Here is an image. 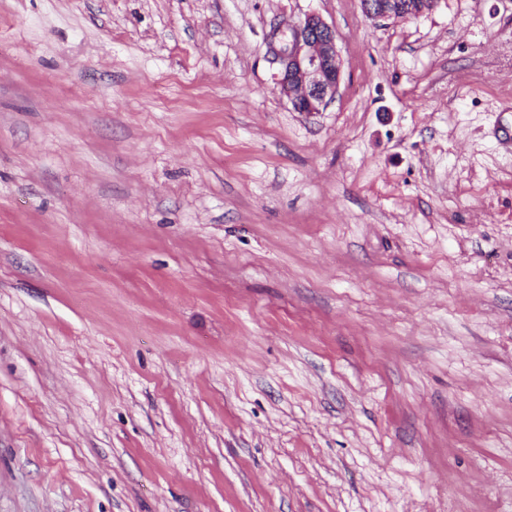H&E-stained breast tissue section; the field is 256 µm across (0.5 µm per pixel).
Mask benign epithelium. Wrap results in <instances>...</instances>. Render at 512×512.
I'll return each instance as SVG.
<instances>
[{
	"label": "benign epithelium",
	"mask_w": 512,
	"mask_h": 512,
	"mask_svg": "<svg viewBox=\"0 0 512 512\" xmlns=\"http://www.w3.org/2000/svg\"><path fill=\"white\" fill-rule=\"evenodd\" d=\"M439 0H361L364 15L376 21H406L430 11ZM279 64L278 83L292 108L306 116L335 99L342 69L336 31L320 15L308 13L271 37Z\"/></svg>",
	"instance_id": "7a95c632"
}]
</instances>
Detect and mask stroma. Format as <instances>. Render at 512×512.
Segmentation results:
<instances>
[{
  "instance_id": "stroma-1",
  "label": "stroma",
  "mask_w": 512,
  "mask_h": 512,
  "mask_svg": "<svg viewBox=\"0 0 512 512\" xmlns=\"http://www.w3.org/2000/svg\"><path fill=\"white\" fill-rule=\"evenodd\" d=\"M511 131L512 0H0V512H512ZM439 0H361L365 17L376 21H406L430 11ZM278 83L295 112L311 116L335 99L342 69L336 31L316 13L276 30L271 37Z\"/></svg>"
}]
</instances>
